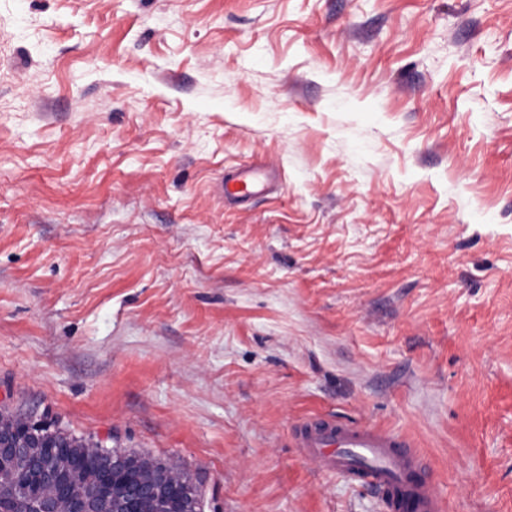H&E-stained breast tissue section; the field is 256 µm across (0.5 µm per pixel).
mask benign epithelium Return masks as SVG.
I'll list each match as a JSON object with an SVG mask.
<instances>
[{
  "mask_svg": "<svg viewBox=\"0 0 512 512\" xmlns=\"http://www.w3.org/2000/svg\"><path fill=\"white\" fill-rule=\"evenodd\" d=\"M13 455L26 466L38 487V512H117L113 505V486L119 472L106 464L93 477L82 480L78 472L95 449L60 448L41 441L37 436L23 442L0 431V456ZM173 477L145 468L139 478L127 485V502L123 512H163ZM24 497L16 488H4L0 479V512H25Z\"/></svg>",
  "mask_w": 512,
  "mask_h": 512,
  "instance_id": "benign-epithelium-1",
  "label": "benign epithelium"
}]
</instances>
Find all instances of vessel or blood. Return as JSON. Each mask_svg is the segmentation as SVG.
Returning <instances> with one entry per match:
<instances>
[{
  "mask_svg": "<svg viewBox=\"0 0 512 512\" xmlns=\"http://www.w3.org/2000/svg\"><path fill=\"white\" fill-rule=\"evenodd\" d=\"M255 187L252 170L224 183L225 193L248 197ZM296 447L324 472L336 473L378 493L388 512H438L439 496L422 477V464L404 436L341 419H309L296 427Z\"/></svg>",
  "mask_w": 512,
  "mask_h": 512,
  "instance_id": "obj_1",
  "label": "vessel or blood"
}]
</instances>
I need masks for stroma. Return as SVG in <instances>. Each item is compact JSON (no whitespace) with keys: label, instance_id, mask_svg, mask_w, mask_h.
<instances>
[{"label":"stroma","instance_id":"obj_1","mask_svg":"<svg viewBox=\"0 0 512 512\" xmlns=\"http://www.w3.org/2000/svg\"><path fill=\"white\" fill-rule=\"evenodd\" d=\"M1 405L201 512H387L330 416L512 512V0H0ZM255 178L252 169H243L231 179L224 180V192L240 198H246L253 193Z\"/></svg>","mask_w":512,"mask_h":512}]
</instances>
